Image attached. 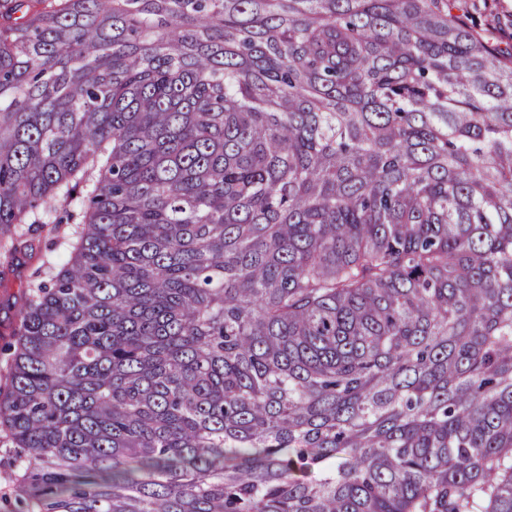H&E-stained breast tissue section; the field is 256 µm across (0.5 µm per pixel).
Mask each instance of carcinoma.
<instances>
[{
    "mask_svg": "<svg viewBox=\"0 0 512 512\" xmlns=\"http://www.w3.org/2000/svg\"><path fill=\"white\" fill-rule=\"evenodd\" d=\"M467 13L0 0V284L69 254L11 302L20 503L512 512V50Z\"/></svg>",
    "mask_w": 512,
    "mask_h": 512,
    "instance_id": "carcinoma-1",
    "label": "carcinoma"
}]
</instances>
